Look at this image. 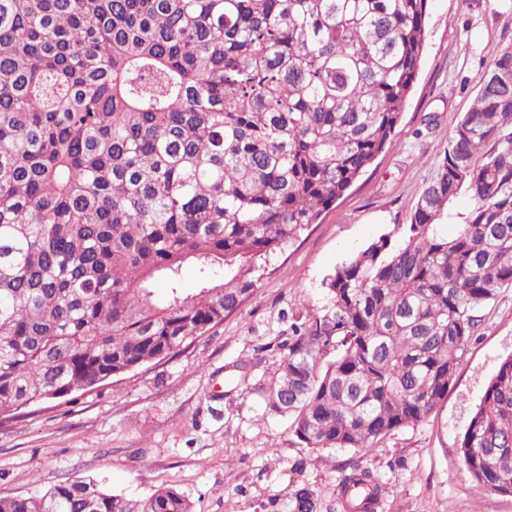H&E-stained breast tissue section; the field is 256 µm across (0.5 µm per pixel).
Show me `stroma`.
Here are the masks:
<instances>
[{"instance_id": "obj_1", "label": "stroma", "mask_w": 512, "mask_h": 512, "mask_svg": "<svg viewBox=\"0 0 512 512\" xmlns=\"http://www.w3.org/2000/svg\"><path fill=\"white\" fill-rule=\"evenodd\" d=\"M494 45L512 49V0H429L417 79L391 141L366 173L262 266L255 293L205 336L1 420L0 498L94 478L134 500L175 489L193 512H291L301 487L314 492L320 512H344L337 484L360 465L384 485L377 512H512V495L474 487L459 452L472 408L512 356V286L482 309L431 417L367 450L315 452L262 399L292 324L326 307V278L409 223L452 128L474 103Z\"/></svg>"}]
</instances>
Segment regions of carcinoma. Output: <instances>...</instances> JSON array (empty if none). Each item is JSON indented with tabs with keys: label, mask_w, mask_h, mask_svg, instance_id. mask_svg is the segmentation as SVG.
I'll use <instances>...</instances> for the list:
<instances>
[{
	"label": "carcinoma",
	"mask_w": 512,
	"mask_h": 512,
	"mask_svg": "<svg viewBox=\"0 0 512 512\" xmlns=\"http://www.w3.org/2000/svg\"><path fill=\"white\" fill-rule=\"evenodd\" d=\"M428 0H0V414L137 370L205 335L367 170L416 80ZM472 207L448 234V211ZM402 244L383 235L293 326L266 409L315 451L431 416L482 308L512 285V51L491 50ZM198 286L181 288L184 265ZM163 281L166 292L156 293ZM460 451L512 495V357ZM371 471L342 476L375 512ZM0 512H193L71 479ZM291 512H318L314 492Z\"/></svg>",
	"instance_id": "obj_1"
}]
</instances>
